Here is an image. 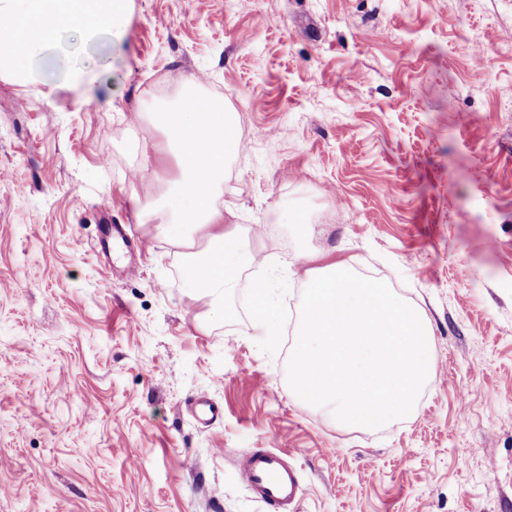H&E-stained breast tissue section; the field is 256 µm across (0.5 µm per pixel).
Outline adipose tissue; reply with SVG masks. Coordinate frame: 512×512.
I'll return each instance as SVG.
<instances>
[{
  "label": "adipose tissue",
  "mask_w": 512,
  "mask_h": 512,
  "mask_svg": "<svg viewBox=\"0 0 512 512\" xmlns=\"http://www.w3.org/2000/svg\"><path fill=\"white\" fill-rule=\"evenodd\" d=\"M131 0H0V76L34 80L38 63L54 50L67 27L84 31L88 40L120 38ZM183 97L176 111L162 113L158 125L176 155L180 173L169 195L146 214L165 224L171 237L186 230L203 234L208 247L188 267L186 279L213 301L237 286L241 267L256 263L240 233L224 226V182L229 161L241 153L235 117L224 107L209 112L192 108Z\"/></svg>",
  "instance_id": "adipose-tissue-1"
}]
</instances>
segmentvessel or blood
I'll use <instances>...</instances> for the list:
<instances>
[{
    "label": "vessel or blood",
    "instance_id": "1",
    "mask_svg": "<svg viewBox=\"0 0 512 512\" xmlns=\"http://www.w3.org/2000/svg\"><path fill=\"white\" fill-rule=\"evenodd\" d=\"M239 478L256 499L275 506L278 512H286L300 490L296 469L283 452L268 448H255L245 454Z\"/></svg>",
    "mask_w": 512,
    "mask_h": 512
}]
</instances>
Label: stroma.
<instances>
[{"instance_id": "obj_1", "label": "stroma", "mask_w": 512, "mask_h": 512, "mask_svg": "<svg viewBox=\"0 0 512 512\" xmlns=\"http://www.w3.org/2000/svg\"><path fill=\"white\" fill-rule=\"evenodd\" d=\"M57 50L0 78V512H267L235 467L253 448L291 454L292 512H512V0H132L121 42ZM191 76L236 114L224 224L264 259L220 308L185 280L203 240L141 212L177 176L141 114ZM116 224L150 243L135 275ZM332 262L431 328L413 414L377 429L287 381ZM269 293L270 289L267 282H258L253 292L256 303L254 329L261 336L268 335L271 329L272 317L266 304Z\"/></svg>"}]
</instances>
